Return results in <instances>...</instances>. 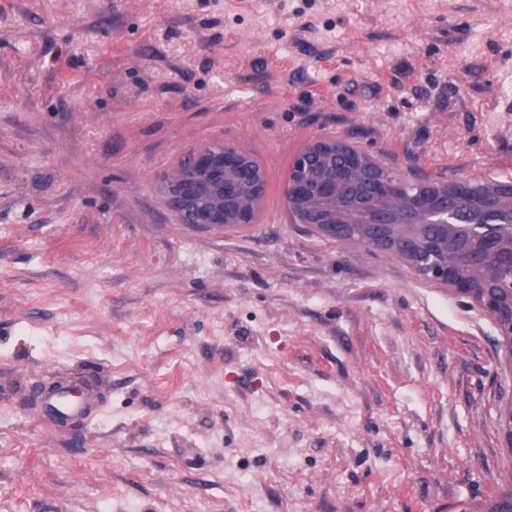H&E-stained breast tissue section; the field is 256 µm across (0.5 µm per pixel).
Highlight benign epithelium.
<instances>
[{
	"label": "benign epithelium",
	"instance_id": "1",
	"mask_svg": "<svg viewBox=\"0 0 512 512\" xmlns=\"http://www.w3.org/2000/svg\"><path fill=\"white\" fill-rule=\"evenodd\" d=\"M327 163L334 167L340 163L356 172L368 167L364 153L353 152L340 138H317L310 149L301 154L297 170L299 175L290 187L287 204L292 209H315V202L336 192V178L312 175L315 167ZM469 179L453 183L423 182L414 192L400 178L382 176L376 188L385 194L403 196L413 200L412 207L434 222H448V209H433L431 205L447 198L448 191L459 196H470ZM262 182L256 171L233 146L222 143L201 146L190 152L184 161L167 174L162 196L166 208L181 224L208 229H222L227 224L249 225L261 197ZM325 237L334 239L345 234V227L334 218L319 214ZM499 210L490 205L484 208L479 222L469 225L467 235L460 244L448 237L424 247V256L430 257L423 278L451 288L458 297L474 304L487 314L497 329L512 328V283L508 284V299L490 289L499 287L495 273L499 268H512V247L503 244L500 235ZM482 256L488 264V273L482 280L463 275L456 264L448 260V250L454 246ZM497 439L499 447L512 448V395L506 408L498 411Z\"/></svg>",
	"mask_w": 512,
	"mask_h": 512
}]
</instances>
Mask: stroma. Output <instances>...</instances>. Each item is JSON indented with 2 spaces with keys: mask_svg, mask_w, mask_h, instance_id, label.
Returning <instances> with one entry per match:
<instances>
[{
  "mask_svg": "<svg viewBox=\"0 0 512 512\" xmlns=\"http://www.w3.org/2000/svg\"><path fill=\"white\" fill-rule=\"evenodd\" d=\"M321 136L512 177V0H0V512H448L507 469L492 321L292 219ZM215 141L267 175L236 232L160 197ZM74 377L98 410L38 424Z\"/></svg>",
  "mask_w": 512,
  "mask_h": 512,
  "instance_id": "35a3bbf8",
  "label": "stroma"
}]
</instances>
